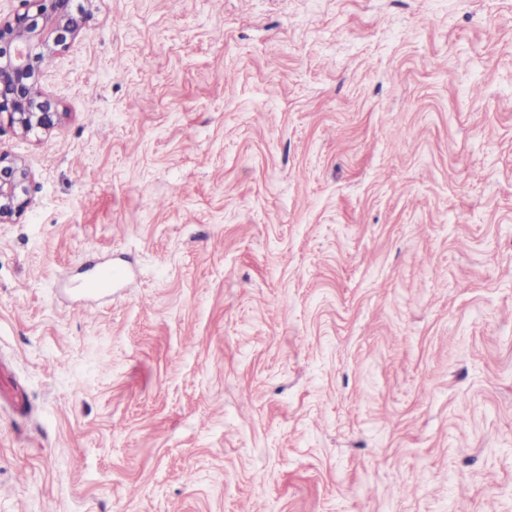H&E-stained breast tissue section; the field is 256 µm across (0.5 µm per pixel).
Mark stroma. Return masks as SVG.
Returning a JSON list of instances; mask_svg holds the SVG:
<instances>
[{"mask_svg": "<svg viewBox=\"0 0 512 512\" xmlns=\"http://www.w3.org/2000/svg\"><path fill=\"white\" fill-rule=\"evenodd\" d=\"M47 89L0 512H512V0H96Z\"/></svg>", "mask_w": 512, "mask_h": 512, "instance_id": "35a3bbf8", "label": "stroma"}]
</instances>
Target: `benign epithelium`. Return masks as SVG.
I'll use <instances>...</instances> for the list:
<instances>
[{
    "label": "benign epithelium",
    "instance_id": "obj_1",
    "mask_svg": "<svg viewBox=\"0 0 512 512\" xmlns=\"http://www.w3.org/2000/svg\"><path fill=\"white\" fill-rule=\"evenodd\" d=\"M0 20V122L22 136L45 133L60 120L46 91L47 71L66 52L92 16L94 0H19ZM33 173L17 154L0 151V223L21 218L31 207Z\"/></svg>",
    "mask_w": 512,
    "mask_h": 512
}]
</instances>
